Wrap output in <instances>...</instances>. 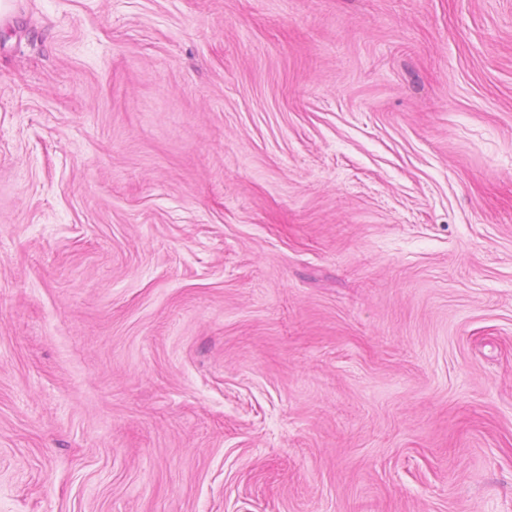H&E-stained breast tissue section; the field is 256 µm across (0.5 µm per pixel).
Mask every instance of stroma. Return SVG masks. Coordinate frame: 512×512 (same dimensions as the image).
<instances>
[{"mask_svg": "<svg viewBox=\"0 0 512 512\" xmlns=\"http://www.w3.org/2000/svg\"><path fill=\"white\" fill-rule=\"evenodd\" d=\"M0 512H512V0H16Z\"/></svg>", "mask_w": 512, "mask_h": 512, "instance_id": "1", "label": "stroma"}]
</instances>
